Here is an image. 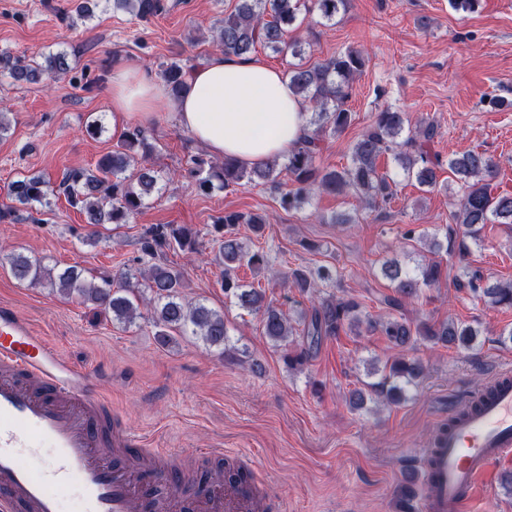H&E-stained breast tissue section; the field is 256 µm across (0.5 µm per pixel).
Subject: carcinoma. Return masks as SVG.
Here are the masks:
<instances>
[{
  "mask_svg": "<svg viewBox=\"0 0 512 512\" xmlns=\"http://www.w3.org/2000/svg\"><path fill=\"white\" fill-rule=\"evenodd\" d=\"M348 2L237 0L234 9L224 12V18L217 21L213 40L224 56H249L256 48L263 47L275 54L300 58L304 54L302 42L288 37L297 28L300 15L332 22L347 10ZM161 8V0H112V9L140 19L156 15ZM364 64L363 54L352 49L321 62L289 65L286 76L294 94L309 106L308 125L312 130L290 150L284 165L277 157L248 168L233 158L226 157L219 163L206 159L202 153L191 156L190 172L197 177V189L209 194L217 187L225 189L246 181L276 191L285 210L300 208L317 192L329 195L352 192L365 206L374 207L389 203L395 195V179L379 170V159L387 153L393 156L405 178L415 180L423 188H436V170L443 167L440 155L433 149L437 127L431 122H421L412 128L406 113L388 107L376 113L371 128L354 142L347 166L327 170L316 164L324 139L343 132L350 123L351 115L345 105L354 77ZM68 69V58L63 53L45 55L39 63L0 51V73L16 83L36 84L45 75L65 73ZM159 75L169 95L179 97L186 80L181 61L172 59L163 63ZM150 152L146 131L135 128L124 133L116 147L99 158L95 168L67 171L55 189L42 177H23L10 183L9 195L21 205L47 204L49 196L63 195L70 206L85 213L87 223L94 227L89 237L94 238L97 227L104 229L108 224L128 223L157 190V176L143 166ZM448 171L462 185V194L454 203L452 223L443 227L441 235L434 236L430 253L456 252L463 256L469 250L466 239L478 241L485 225L512 224V196L492 195L491 181L497 175V164L482 152L469 151L448 159ZM284 173L291 176V182L282 181ZM241 224L259 235L266 219L258 213L232 211L224 213L215 223V230L223 233L215 260L224 266V297L237 300L241 307L260 316L264 336L279 346H286L293 334L290 316L266 296L265 290L245 287L236 274L243 264L254 271L269 264L266 253L250 248L238 237L237 227ZM196 237L197 232L184 225L157 226L141 238V251L153 260L152 264L134 273L123 272L116 280L104 276L99 283L87 279L75 266L55 274L41 260L22 252H12L5 259L15 279L31 284L48 280L61 294L76 296L112 315L119 323L133 322L139 315L140 305H150L155 336L162 347L172 343L171 331L189 329L206 345L222 350L228 336L224 314L200 302H186L182 296L183 273L163 262L164 250L174 246L193 250ZM380 272L393 288V294L383 299L390 313L384 319L368 323V327L379 330L399 348L418 340L440 343L458 351H468L476 345L479 331L469 324L453 320L439 324L414 323L399 314L406 300L419 297L427 288L440 287L442 279L448 278L442 261L431 259L406 269L398 261L390 260L381 266ZM341 276L342 272L335 266L322 265L313 271L294 269L285 274V285L307 295L316 282L336 284ZM456 287L492 306L512 307L511 283H491L466 269ZM361 313L362 303L355 299L333 296L320 299L303 319L302 332L307 346L294 356L286 355L287 361L302 364L323 339L339 335L343 326L360 327ZM423 374L419 361L399 356L391 361L388 372L369 387L388 400H397Z\"/></svg>",
  "mask_w": 512,
  "mask_h": 512,
  "instance_id": "obj_1",
  "label": "carcinoma"
}]
</instances>
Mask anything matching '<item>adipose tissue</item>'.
<instances>
[{"instance_id":"ef3b65f1","label":"adipose tissue","mask_w":512,"mask_h":512,"mask_svg":"<svg viewBox=\"0 0 512 512\" xmlns=\"http://www.w3.org/2000/svg\"><path fill=\"white\" fill-rule=\"evenodd\" d=\"M165 87L145 71L120 69L112 76V109L151 120ZM179 127L212 155L253 166L285 155L307 130V106L287 78L250 56H216L193 72L179 98L171 100Z\"/></svg>"}]
</instances>
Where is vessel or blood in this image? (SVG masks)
Here are the masks:
<instances>
[{
    "instance_id": "b4317fda",
    "label": "vessel or blood",
    "mask_w": 512,
    "mask_h": 512,
    "mask_svg": "<svg viewBox=\"0 0 512 512\" xmlns=\"http://www.w3.org/2000/svg\"><path fill=\"white\" fill-rule=\"evenodd\" d=\"M111 414L89 370L0 307V512H62L61 493L74 484L83 512H257L260 489L231 472L207 494L176 493L175 459L144 434L109 430ZM419 455L418 512H469L489 464L512 456V370L450 413ZM29 456L40 457V472Z\"/></svg>"
}]
</instances>
